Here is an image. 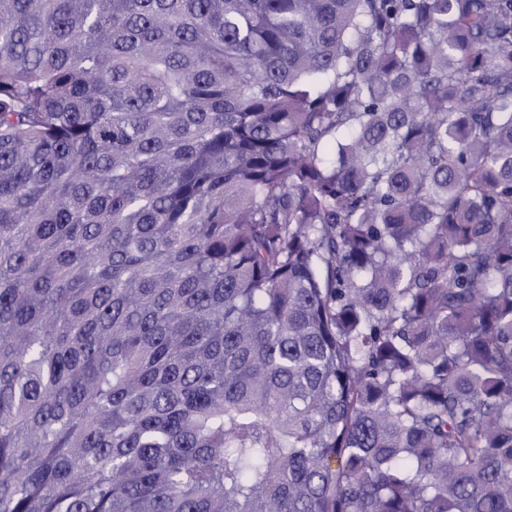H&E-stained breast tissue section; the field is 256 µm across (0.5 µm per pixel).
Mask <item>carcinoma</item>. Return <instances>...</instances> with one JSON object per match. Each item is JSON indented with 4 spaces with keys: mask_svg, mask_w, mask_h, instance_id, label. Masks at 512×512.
Instances as JSON below:
<instances>
[{
    "mask_svg": "<svg viewBox=\"0 0 512 512\" xmlns=\"http://www.w3.org/2000/svg\"><path fill=\"white\" fill-rule=\"evenodd\" d=\"M0 512H512V0H0Z\"/></svg>",
    "mask_w": 512,
    "mask_h": 512,
    "instance_id": "obj_1",
    "label": "carcinoma"
}]
</instances>
